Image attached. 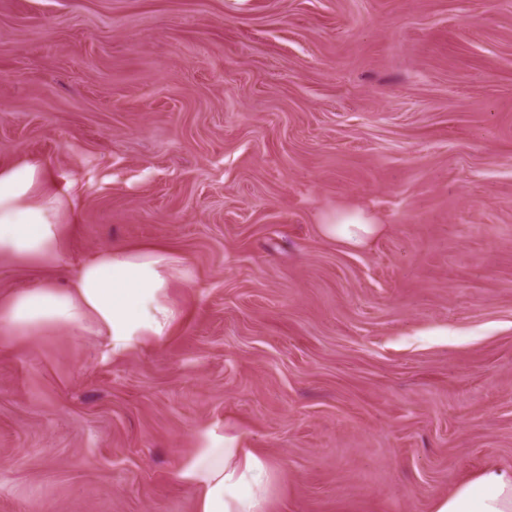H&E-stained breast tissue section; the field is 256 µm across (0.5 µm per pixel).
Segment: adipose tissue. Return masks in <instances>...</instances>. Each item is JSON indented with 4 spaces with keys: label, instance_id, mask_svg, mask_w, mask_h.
I'll return each instance as SVG.
<instances>
[{
    "label": "adipose tissue",
    "instance_id": "ef3b65f1",
    "mask_svg": "<svg viewBox=\"0 0 512 512\" xmlns=\"http://www.w3.org/2000/svg\"><path fill=\"white\" fill-rule=\"evenodd\" d=\"M49 173L35 161L0 168V258L56 270L67 262L66 204L47 189ZM324 233L351 245L377 229L362 210L328 214ZM178 260L161 248L115 245L92 254L69 287L42 282L0 295V334L46 336L59 329L105 336L113 353L166 336L176 317L168 288ZM176 478L194 487L199 512H265L274 482L268 458L234 427L201 433ZM435 512H512V468H488L439 498Z\"/></svg>",
    "mask_w": 512,
    "mask_h": 512
}]
</instances>
